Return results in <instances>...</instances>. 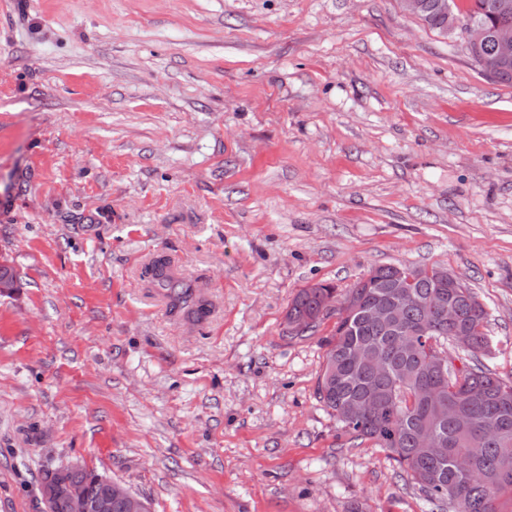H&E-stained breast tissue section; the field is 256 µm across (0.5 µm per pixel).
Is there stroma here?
Instances as JSON below:
<instances>
[{
  "label": "stroma",
  "instance_id": "1",
  "mask_svg": "<svg viewBox=\"0 0 512 512\" xmlns=\"http://www.w3.org/2000/svg\"><path fill=\"white\" fill-rule=\"evenodd\" d=\"M389 263L472 288L512 380V84L459 38L400 0H0V512L71 463L151 512H425L315 396L335 318L282 335ZM149 282L158 288L168 300L169 310L175 316L189 322H198L210 311L211 302L192 282L186 281L168 258H154L146 267ZM186 288H195L193 293Z\"/></svg>",
  "mask_w": 512,
  "mask_h": 512
}]
</instances>
